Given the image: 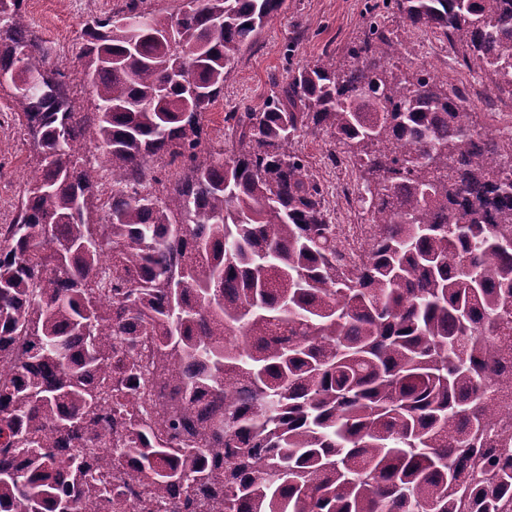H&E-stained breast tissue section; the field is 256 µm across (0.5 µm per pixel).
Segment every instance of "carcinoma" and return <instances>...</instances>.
<instances>
[{
  "instance_id": "cac0c4a2",
  "label": "carcinoma",
  "mask_w": 512,
  "mask_h": 512,
  "mask_svg": "<svg viewBox=\"0 0 512 512\" xmlns=\"http://www.w3.org/2000/svg\"><path fill=\"white\" fill-rule=\"evenodd\" d=\"M22 2L0 0V88L38 168L0 224V512H112L114 470L215 512H512V350L493 343L512 336V138L475 130L460 86L389 70L373 23L351 65L297 71L203 155L283 0H130L85 23L91 112ZM390 2L512 94V0ZM304 134L356 161L371 229L352 269Z\"/></svg>"
}]
</instances>
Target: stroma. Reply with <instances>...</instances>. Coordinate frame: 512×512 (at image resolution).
<instances>
[{
  "mask_svg": "<svg viewBox=\"0 0 512 512\" xmlns=\"http://www.w3.org/2000/svg\"><path fill=\"white\" fill-rule=\"evenodd\" d=\"M375 0H284L277 14L254 41L244 47L234 65L224 92L210 106L205 119L204 147L224 137L226 116L234 111L262 110L298 67L314 62L323 53L335 55L338 65L348 64L347 49L363 37L371 23H379L398 46L390 62L395 74L419 71L418 48L403 35L405 20L392 8H378ZM125 0H23L31 29L49 42L54 53L50 66L69 71L79 63L81 29L95 18L118 12ZM16 106L0 92V224L10 222L14 205L36 160L14 121ZM314 177L323 183L330 212L341 223L357 224L360 214L343 210V190L356 184L343 165L332 164L333 145L327 136H302L294 144Z\"/></svg>",
  "mask_w": 512,
  "mask_h": 512,
  "instance_id": "stroma-1",
  "label": "stroma"
}]
</instances>
